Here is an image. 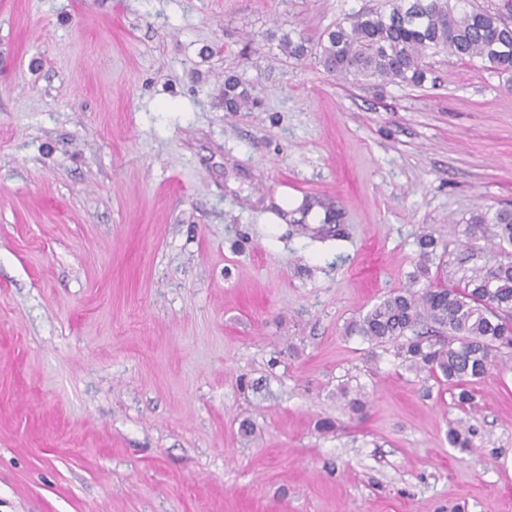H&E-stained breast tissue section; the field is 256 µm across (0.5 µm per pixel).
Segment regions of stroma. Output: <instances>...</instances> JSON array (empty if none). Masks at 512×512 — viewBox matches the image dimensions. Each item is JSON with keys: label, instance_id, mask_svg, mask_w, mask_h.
Masks as SVG:
<instances>
[{"label": "stroma", "instance_id": "35a3bbf8", "mask_svg": "<svg viewBox=\"0 0 512 512\" xmlns=\"http://www.w3.org/2000/svg\"><path fill=\"white\" fill-rule=\"evenodd\" d=\"M382 2L0 0V512H512V347L461 407L346 333L422 233L448 286L503 261L512 205V74L323 68ZM292 32L296 35V38L292 37ZM292 32L282 36L280 39V47L290 58L299 61L307 55L309 38L301 31ZM253 104L252 97L242 82L235 76L224 79V109L228 112H242Z\"/></svg>", "mask_w": 512, "mask_h": 512}]
</instances>
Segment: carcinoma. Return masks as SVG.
<instances>
[{"label": "carcinoma", "mask_w": 512, "mask_h": 512, "mask_svg": "<svg viewBox=\"0 0 512 512\" xmlns=\"http://www.w3.org/2000/svg\"><path fill=\"white\" fill-rule=\"evenodd\" d=\"M461 0H384L382 9L357 12L324 32L320 40L323 67L339 77L378 78L412 85L425 77L424 59L441 50L459 60L479 58L495 73H512V0L493 8ZM309 38L301 31L285 34L280 47L299 61L308 52ZM253 104L242 82L224 79V110L241 112ZM496 224L499 240L512 246V209L493 216L480 212L472 223ZM421 275L436 240L419 237ZM349 333L376 344H392L410 366L461 386L458 403L473 394L465 385L487 375L496 348L512 345V261L477 269L462 288L442 282L414 291L404 289L376 303Z\"/></svg>", "instance_id": "1"}]
</instances>
